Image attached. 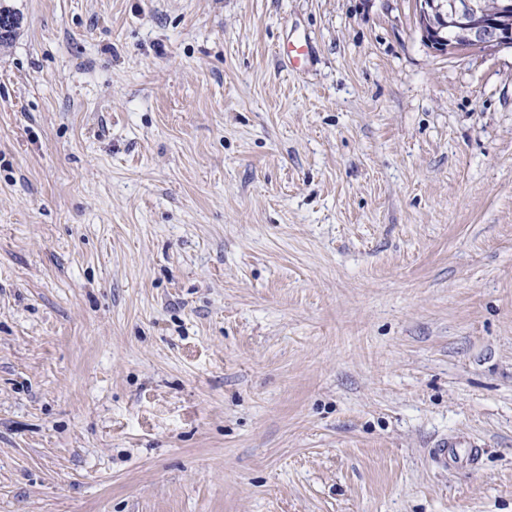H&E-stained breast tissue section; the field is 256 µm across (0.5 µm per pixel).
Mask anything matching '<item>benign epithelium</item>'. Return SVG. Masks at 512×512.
<instances>
[{
    "instance_id": "benign-epithelium-1",
    "label": "benign epithelium",
    "mask_w": 512,
    "mask_h": 512,
    "mask_svg": "<svg viewBox=\"0 0 512 512\" xmlns=\"http://www.w3.org/2000/svg\"><path fill=\"white\" fill-rule=\"evenodd\" d=\"M458 9L451 2L418 0V18L424 41L433 49L443 48L448 41V29L456 31L455 51L479 46L498 50L512 48V6L492 5L482 0L467 4V21H457Z\"/></svg>"
}]
</instances>
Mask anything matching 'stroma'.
<instances>
[{"label": "stroma", "instance_id": "obj_1", "mask_svg": "<svg viewBox=\"0 0 512 512\" xmlns=\"http://www.w3.org/2000/svg\"><path fill=\"white\" fill-rule=\"evenodd\" d=\"M13 3L0 512H512V49L415 0Z\"/></svg>", "mask_w": 512, "mask_h": 512}]
</instances>
